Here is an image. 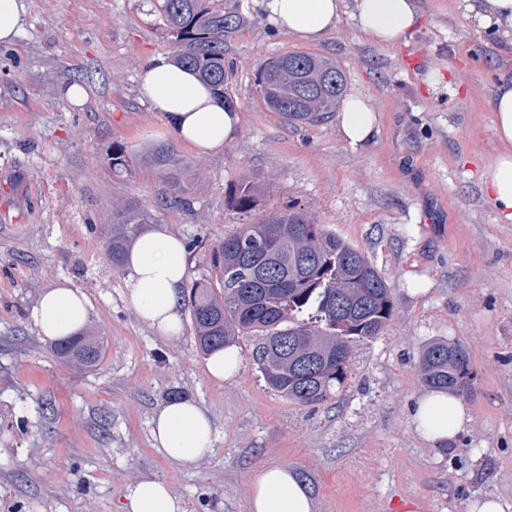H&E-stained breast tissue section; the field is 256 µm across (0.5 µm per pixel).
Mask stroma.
I'll list each match as a JSON object with an SVG mask.
<instances>
[{
  "instance_id": "1",
  "label": "stroma",
  "mask_w": 512,
  "mask_h": 512,
  "mask_svg": "<svg viewBox=\"0 0 512 512\" xmlns=\"http://www.w3.org/2000/svg\"><path fill=\"white\" fill-rule=\"evenodd\" d=\"M26 3L19 37L0 45V512H117L143 477L166 480L187 512H247L250 476L268 464L307 481L314 512L512 504V224L483 192L497 149L490 101L512 75L503 33L475 32L457 0H418V26L398 49L367 42L346 15L311 43L249 6L224 45L241 129L203 156L137 92L143 63L173 54L156 0ZM293 51L335 60L347 94L380 115L373 142L344 143L334 115L293 125L267 109L255 65ZM433 71L442 84L428 83ZM71 84L87 89L83 106L65 98ZM115 142L133 152L170 143L197 163L189 206H159L163 183L139 165L112 175L103 157ZM246 176L264 194L242 214L228 193ZM130 203L149 227L206 241L187 255L191 281L209 271L208 245L270 211L304 209L384 274L393 319L353 345L348 378L326 401L273 390L254 360L257 336L235 339L238 373L213 381L191 318L170 339L126 302V272L106 258L99 228ZM64 281L88 296L106 348L90 370L61 364L32 317L40 293ZM434 341L464 346L472 372L470 421L442 448L412 422ZM174 396L197 401L215 427L213 453L190 470L152 446L153 415Z\"/></svg>"
}]
</instances>
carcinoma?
Here are the masks:
<instances>
[{"label":"carcinoma","mask_w":512,"mask_h":512,"mask_svg":"<svg viewBox=\"0 0 512 512\" xmlns=\"http://www.w3.org/2000/svg\"><path fill=\"white\" fill-rule=\"evenodd\" d=\"M174 59L227 97L233 70L224 61V42L243 23L239 0H158ZM256 82L268 109L289 123L313 124L336 111L344 74L335 62L290 52L256 65ZM165 183L162 203L188 204L198 164L183 161L169 143L151 144L137 156L112 143L107 165L119 175L132 161ZM262 184L245 177L230 193L231 207L255 209ZM146 213L135 205L112 210L106 229L112 266L124 264L131 240ZM184 301L197 348L204 354L236 336H262L255 360L267 383L299 404L321 402L347 379L351 347L381 333L394 314L385 276L357 248L290 207L263 215L214 245L210 273L192 281ZM305 313L307 318L297 315ZM62 363L91 369L104 350L100 337L84 331L57 340ZM422 381L430 389L466 396L470 358L459 344L430 343L422 357Z\"/></svg>","instance_id":"carcinoma-1"}]
</instances>
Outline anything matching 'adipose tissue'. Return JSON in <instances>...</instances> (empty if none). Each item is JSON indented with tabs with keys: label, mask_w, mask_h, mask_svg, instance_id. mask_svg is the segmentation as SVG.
<instances>
[{
	"label": "adipose tissue",
	"mask_w": 512,
	"mask_h": 512,
	"mask_svg": "<svg viewBox=\"0 0 512 512\" xmlns=\"http://www.w3.org/2000/svg\"><path fill=\"white\" fill-rule=\"evenodd\" d=\"M289 34L322 41L342 14H350L368 41L386 48L405 43L416 27L417 0H254ZM459 8L480 28L512 29V0H459ZM138 94L152 111L168 116L176 136L199 154L223 150L240 131V112L224 97L180 67L171 57L157 55L138 74ZM499 148L484 171L490 200L502 222L512 224V77L501 78L491 103ZM378 113L363 96H349L339 113V131L348 144L370 143L378 131ZM124 268L127 301L137 314L165 337L183 331L181 292L187 276L185 247L162 229L141 234L129 249ZM90 316L88 298L61 284L40 297L33 319L44 338L55 340L80 331ZM413 420L419 436L445 445L464 428L469 417L463 400L450 392L430 391L416 402ZM152 438L167 459L195 467L214 450L210 414L196 401L173 398L152 418ZM248 512H313L311 490L301 475L285 466H264L250 480ZM119 512H186L167 482L147 477L126 486Z\"/></svg>",
	"instance_id": "adipose-tissue-1"
}]
</instances>
